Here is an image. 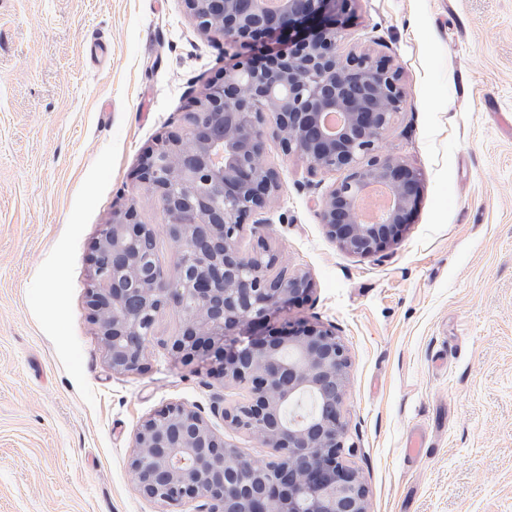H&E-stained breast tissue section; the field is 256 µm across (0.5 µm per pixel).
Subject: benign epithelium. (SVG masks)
Listing matches in <instances>:
<instances>
[{
	"label": "benign epithelium",
	"instance_id": "benign-epithelium-1",
	"mask_svg": "<svg viewBox=\"0 0 512 512\" xmlns=\"http://www.w3.org/2000/svg\"><path fill=\"white\" fill-rule=\"evenodd\" d=\"M352 2L280 0L267 9L263 0H184L200 30L254 53L206 88L187 133L160 138L141 158L138 178L181 250L177 274L138 251L156 229L129 205L101 230L87 305L117 373L148 368L157 317L180 309L172 352L246 387V401L213 412L277 457L253 463L199 411L168 405L142 423L129 461L139 492L163 506L202 500L201 512H369L364 479L343 459L348 350L332 324L267 330L311 295L313 280L289 269L258 230L252 251L239 247L245 220L278 197V172L265 163L269 136L315 171L345 173L321 198L319 217L347 252L373 256L410 223L420 174L380 152L406 91L386 57L344 49ZM329 113L341 118L334 131L324 125ZM372 181L387 183L393 206L365 224L356 201Z\"/></svg>",
	"mask_w": 512,
	"mask_h": 512
}]
</instances>
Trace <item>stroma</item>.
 Wrapping results in <instances>:
<instances>
[{"mask_svg": "<svg viewBox=\"0 0 512 512\" xmlns=\"http://www.w3.org/2000/svg\"><path fill=\"white\" fill-rule=\"evenodd\" d=\"M353 8L345 45L388 56L407 91L383 150L421 175L411 221L374 256L344 251L318 215L338 174L271 139L279 197L247 218L240 247L263 231L314 281L270 330L332 324L348 349L347 461L371 512H512V0ZM251 55H226L183 0H0V512H199L143 497L129 469L140 425L171 403L246 458H276L212 411L246 388L170 353L178 308L158 318L147 370L116 373L86 305L93 247L128 204L176 274L138 164ZM415 429L426 446L411 462Z\"/></svg>", "mask_w": 512, "mask_h": 512, "instance_id": "stroma-1", "label": "stroma"}]
</instances>
